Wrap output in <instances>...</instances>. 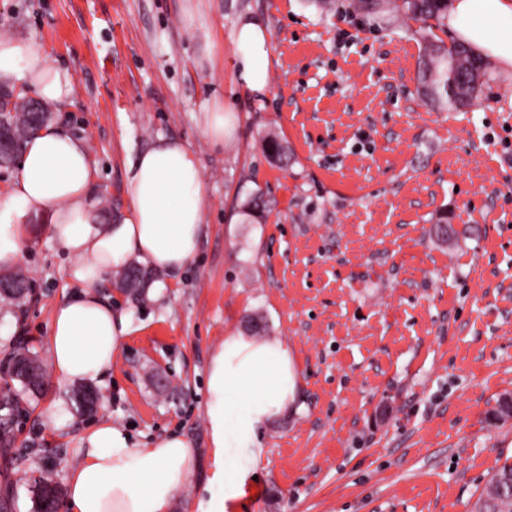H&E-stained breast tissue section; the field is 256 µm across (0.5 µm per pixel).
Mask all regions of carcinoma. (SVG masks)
I'll return each mask as SVG.
<instances>
[{
  "mask_svg": "<svg viewBox=\"0 0 512 512\" xmlns=\"http://www.w3.org/2000/svg\"><path fill=\"white\" fill-rule=\"evenodd\" d=\"M349 7L367 14L379 10L396 9L408 18L428 23L433 20L437 27L447 26L448 0H354ZM424 41L419 71L421 93L433 105L444 110H460L470 106L472 96L482 94L490 70V63L470 47L453 43L446 45L429 35H422ZM5 101L0 103V123L7 126L13 138L24 148L27 139L39 131L45 122L34 124L29 119L30 100L16 98L4 92ZM266 202L263 193H253L243 206V215L249 220L261 216ZM152 271L137 262L118 270L115 280L123 293L141 300L145 291L141 287L151 279ZM19 394L11 389L0 393V411L6 418L0 420V438L9 436L12 425L10 416L19 410ZM477 504L483 512H512V463L504 462L493 474Z\"/></svg>",
  "mask_w": 512,
  "mask_h": 512,
  "instance_id": "cac0c4a2",
  "label": "carcinoma"
}]
</instances>
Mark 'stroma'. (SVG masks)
<instances>
[{"mask_svg":"<svg viewBox=\"0 0 512 512\" xmlns=\"http://www.w3.org/2000/svg\"><path fill=\"white\" fill-rule=\"evenodd\" d=\"M349 2L0 0V35L38 43L72 87L52 122L85 141L105 217H123L130 166L161 137L190 148L205 203L187 268L141 302L112 277L99 286L130 322L97 383L101 412H79L76 382L51 374L22 401L0 474L12 512H35L42 474L67 485L101 422L140 446L184 436L198 459L174 512H204L210 357L253 312L298 378L257 447L226 451L245 475L224 486L233 512H474L512 461V418L489 420L512 395V77L492 67L476 106L433 108L417 91L419 22ZM245 15L270 36L260 98L234 79ZM215 103L230 116L220 144L207 134ZM271 132L287 165L265 152ZM258 190L271 209L251 224L241 206ZM443 213L473 234L437 240ZM24 234L31 291L22 308L0 303V366L19 341L48 361L53 310L79 289L48 215Z\"/></svg>","mask_w":512,"mask_h":512,"instance_id":"35a3bbf8","label":"stroma"}]
</instances>
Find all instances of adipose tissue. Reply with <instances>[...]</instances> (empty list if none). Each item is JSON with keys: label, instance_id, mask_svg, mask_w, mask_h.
<instances>
[{"label": "adipose tissue", "instance_id": "adipose-tissue-1", "mask_svg": "<svg viewBox=\"0 0 512 512\" xmlns=\"http://www.w3.org/2000/svg\"><path fill=\"white\" fill-rule=\"evenodd\" d=\"M449 29L457 41L512 71V0H448ZM235 78L250 94H267L270 43L265 26L241 18L231 36ZM0 83L22 87L41 101L65 103L71 86L37 44L0 37ZM91 160L83 140L44 126L29 138L18 173L0 197V271L15 267L25 249L20 223L51 216V233L76 261L81 291L52 315L47 348L62 381L96 382L119 358L129 321L100 296L96 284L131 261L167 273L184 269L199 249L204 199L198 165L179 140L159 139L141 153L128 179L130 207L105 222L90 191ZM297 373L285 342L243 332L226 336L213 352L205 414L217 485L207 512H224V481L240 482L225 455L249 448L261 427L294 399ZM87 451L72 471L64 512H173L175 494L191 474L189 441L169 434L140 447L121 428L102 423L85 438Z\"/></svg>", "mask_w": 512, "mask_h": 512}]
</instances>
